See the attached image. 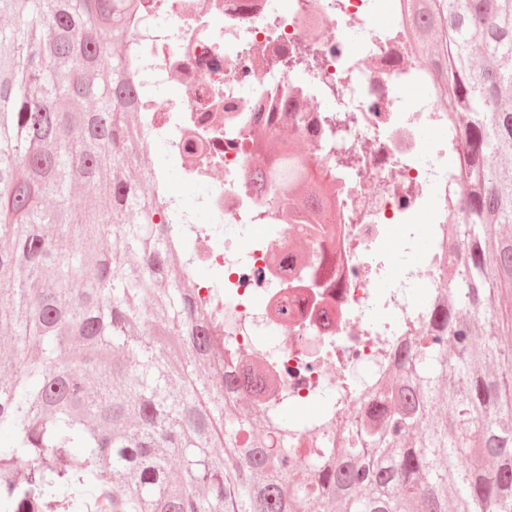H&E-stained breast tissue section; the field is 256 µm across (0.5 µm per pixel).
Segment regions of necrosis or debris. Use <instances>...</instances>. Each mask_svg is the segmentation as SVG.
<instances>
[{"label":"necrosis or debris","mask_w":512,"mask_h":512,"mask_svg":"<svg viewBox=\"0 0 512 512\" xmlns=\"http://www.w3.org/2000/svg\"><path fill=\"white\" fill-rule=\"evenodd\" d=\"M400 4L288 0L280 10L270 0H138L132 18L143 140L163 141L186 180L207 186L199 205L210 224L177 200L163 203L188 257L185 276L213 270L198 296L239 364L262 355L270 404L321 401L318 417L288 421L307 448L328 447L337 424L367 410L365 384L388 371L396 342L425 328L447 286L462 151L438 96L405 102L407 88L430 86L431 68L404 32ZM385 14L390 23L379 24ZM176 82L186 96H167ZM292 95L297 109L274 124L310 161L332 163L329 241L283 223L282 184L260 192L252 180V138L264 120L256 105ZM217 224L267 230L243 242L215 236ZM424 237L431 246L422 251ZM319 251L323 266L306 269ZM405 253L415 261L398 262ZM271 326L283 339L263 337Z\"/></svg>","instance_id":"1"}]
</instances>
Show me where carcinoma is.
<instances>
[{
    "label": "carcinoma",
    "instance_id": "carcinoma-1",
    "mask_svg": "<svg viewBox=\"0 0 512 512\" xmlns=\"http://www.w3.org/2000/svg\"><path fill=\"white\" fill-rule=\"evenodd\" d=\"M136 0H0V512H512V0H402L465 154L451 279L334 448H292L212 315L149 175L126 46ZM276 168L329 233L326 188ZM114 169L109 203L64 217ZM154 321L177 331L174 363ZM112 355L109 364L95 361ZM222 450H214L215 446Z\"/></svg>",
    "mask_w": 512,
    "mask_h": 512
}]
</instances>
